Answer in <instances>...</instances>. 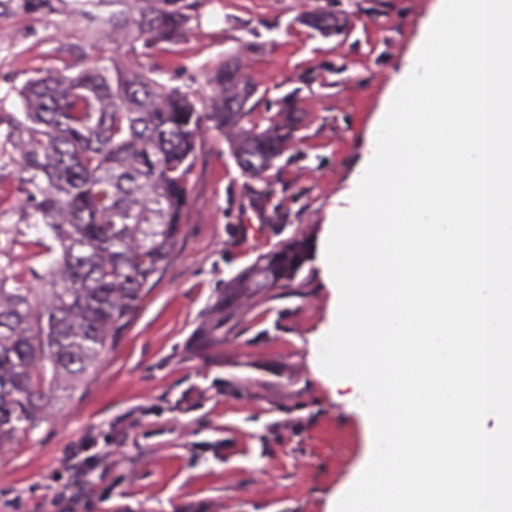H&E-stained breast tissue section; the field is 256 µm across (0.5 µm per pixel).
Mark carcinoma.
Masks as SVG:
<instances>
[{"label":"carcinoma","mask_w":512,"mask_h":512,"mask_svg":"<svg viewBox=\"0 0 512 512\" xmlns=\"http://www.w3.org/2000/svg\"><path fill=\"white\" fill-rule=\"evenodd\" d=\"M208 0H0V16L66 12L84 25L78 71L64 64L11 87L19 112L0 113V181L21 199L24 225L0 224L9 241L34 229L45 264L39 287H8L0 270V451L50 421L84 375L119 348L153 277L182 233L188 176L204 132L224 136L229 156L270 195L267 172L292 146L300 123L285 97L252 119L261 97L242 70L240 53L210 72L213 92L199 101L190 87L170 86L151 64L153 51L180 44ZM321 35L347 30L346 12L314 8ZM112 41V57L99 55ZM310 240L284 239L234 276L197 335L206 355L224 345V325L245 299L290 286L309 261Z\"/></svg>","instance_id":"obj_1"}]
</instances>
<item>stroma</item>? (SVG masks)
Returning <instances> with one entry per match:
<instances>
[{
	"label": "stroma",
	"mask_w": 512,
	"mask_h": 512,
	"mask_svg": "<svg viewBox=\"0 0 512 512\" xmlns=\"http://www.w3.org/2000/svg\"><path fill=\"white\" fill-rule=\"evenodd\" d=\"M326 0H208L176 52L156 58L163 79L208 97L209 69L250 36L242 60L265 100L291 95L303 121L295 146L268 174L287 231L313 241L286 289L242 308L208 360L195 330L236 274L276 249L280 236L239 246L227 225L264 219L246 179L209 131L189 179L184 233L133 318L49 424L0 453V512H327L373 441L316 378L311 338L328 322L319 260L331 208L347 209L362 151L374 142L397 90L439 12V0H378L361 12L342 0L350 33L325 37L298 23ZM69 14L0 18V110L7 90L60 67L83 41ZM312 75L303 84L302 75ZM43 243L18 238L9 275L37 286Z\"/></svg>",
	"instance_id": "obj_1"
}]
</instances>
